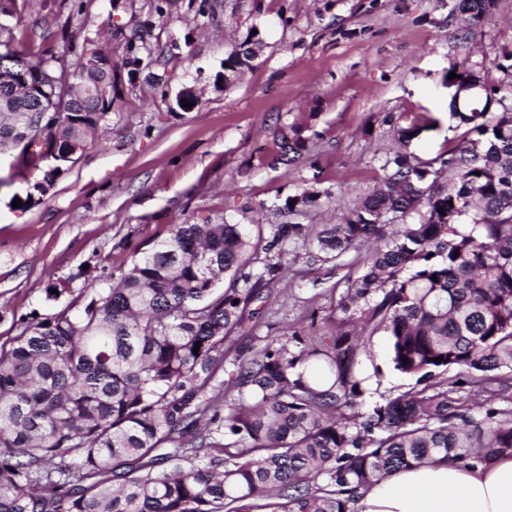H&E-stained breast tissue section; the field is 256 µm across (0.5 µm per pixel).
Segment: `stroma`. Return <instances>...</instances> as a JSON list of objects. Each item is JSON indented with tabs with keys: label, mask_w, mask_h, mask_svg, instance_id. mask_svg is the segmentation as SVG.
<instances>
[{
	"label": "stroma",
	"mask_w": 512,
	"mask_h": 512,
	"mask_svg": "<svg viewBox=\"0 0 512 512\" xmlns=\"http://www.w3.org/2000/svg\"><path fill=\"white\" fill-rule=\"evenodd\" d=\"M5 24L18 50L50 45L70 66L104 50L112 87L104 134L39 203L13 205L41 171L0 163V342L22 319L102 287L173 225L338 223L387 158L432 159L459 143L452 72H479L494 111L512 110V0L471 26L456 0H16ZM256 39L258 57L223 84L230 55ZM187 89L197 101L184 109ZM414 124L419 136L402 144L398 129ZM286 138L300 161L283 156ZM305 191L316 205L288 213ZM284 267L247 307L231 356L250 358L286 327L318 336L341 319L348 267L315 270L300 251ZM59 278L69 290L55 302L46 290ZM360 359L366 405L409 386L388 368L383 334Z\"/></svg>",
	"instance_id": "obj_1"
}]
</instances>
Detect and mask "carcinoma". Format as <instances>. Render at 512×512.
Instances as JSON below:
<instances>
[{
	"mask_svg": "<svg viewBox=\"0 0 512 512\" xmlns=\"http://www.w3.org/2000/svg\"><path fill=\"white\" fill-rule=\"evenodd\" d=\"M5 31L0 60L61 59ZM100 58L84 86L112 84ZM6 96L0 150L24 144L26 169L55 146L62 172L107 116L69 101L38 141L40 113L0 84ZM450 118L466 131L448 156L395 155L341 222L176 224L82 304L0 343V512H355L361 490L414 465L512 456V112ZM364 247L336 330L269 338L216 378L289 249L323 265ZM378 333L414 384L361 413L355 367Z\"/></svg>",
	"mask_w": 512,
	"mask_h": 512,
	"instance_id": "obj_1",
	"label": "carcinoma"
}]
</instances>
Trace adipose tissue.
<instances>
[{"label":"adipose tissue","mask_w":512,"mask_h":512,"mask_svg":"<svg viewBox=\"0 0 512 512\" xmlns=\"http://www.w3.org/2000/svg\"><path fill=\"white\" fill-rule=\"evenodd\" d=\"M359 512H512V457L399 471L362 490Z\"/></svg>","instance_id":"obj_1"}]
</instances>
